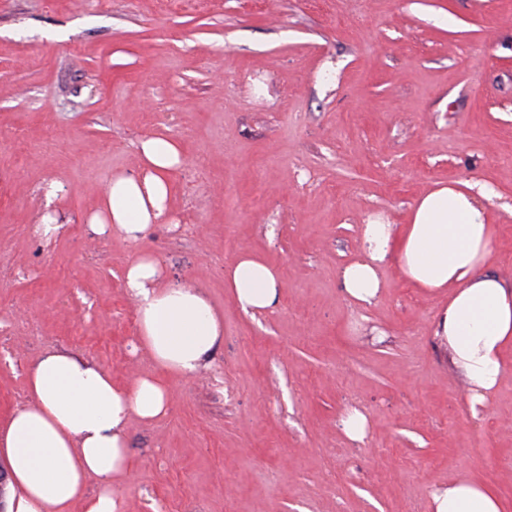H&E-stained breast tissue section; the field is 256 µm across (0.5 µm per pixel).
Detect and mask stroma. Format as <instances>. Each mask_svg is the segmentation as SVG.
Masks as SVG:
<instances>
[{
	"instance_id": "obj_1",
	"label": "stroma",
	"mask_w": 512,
	"mask_h": 512,
	"mask_svg": "<svg viewBox=\"0 0 512 512\" xmlns=\"http://www.w3.org/2000/svg\"><path fill=\"white\" fill-rule=\"evenodd\" d=\"M155 132L184 150L175 224L95 234L87 214ZM457 180L497 192L511 278L512 0H0V417L49 351L154 373L123 280L144 251L205 291L224 340L171 380L166 416L132 420L126 512H431L472 475L512 500V362L473 417L431 337L439 297L393 265L373 305L341 286L369 217L404 223ZM243 253L278 272L274 311L231 301Z\"/></svg>"
}]
</instances>
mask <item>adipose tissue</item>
I'll list each match as a JSON object with an SVG mask.
<instances>
[{
	"label": "adipose tissue",
	"mask_w": 512,
	"mask_h": 512,
	"mask_svg": "<svg viewBox=\"0 0 512 512\" xmlns=\"http://www.w3.org/2000/svg\"><path fill=\"white\" fill-rule=\"evenodd\" d=\"M140 176L113 174L88 215L90 228L135 244L171 212V175L182 161L179 144L150 135L137 144ZM495 190L457 181L422 194L406 223L368 220L361 253L341 271L346 296L371 305L382 289L380 271L395 262L401 275L429 294L443 293L432 336L463 377L472 414L498 390L504 355L512 352V283L492 271L497 233ZM224 284L243 313L272 311L281 282L260 257L241 254L224 269ZM125 286L137 317V343L156 372L127 384L107 369L67 352H49L26 370L27 406L0 421V461L9 473L5 512H124L112 490L133 464L128 428L170 410L164 381L190 379L211 368L224 324L201 289L167 285L155 257L142 252L128 265ZM431 512H512L499 489L473 479L437 486Z\"/></svg>",
	"instance_id": "obj_1"
}]
</instances>
